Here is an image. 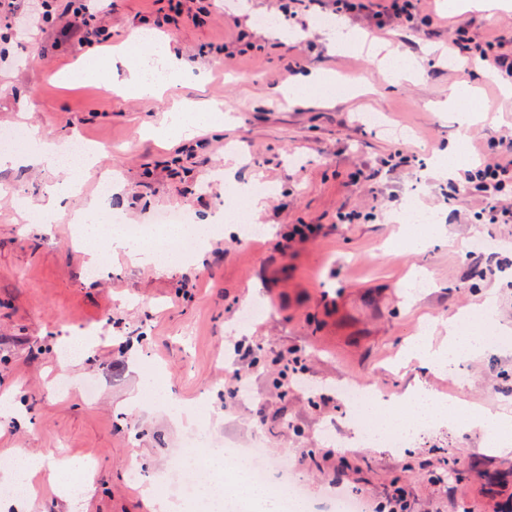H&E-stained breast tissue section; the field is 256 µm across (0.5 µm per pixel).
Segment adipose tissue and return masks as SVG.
<instances>
[{"instance_id": "1", "label": "adipose tissue", "mask_w": 512, "mask_h": 512, "mask_svg": "<svg viewBox=\"0 0 512 512\" xmlns=\"http://www.w3.org/2000/svg\"><path fill=\"white\" fill-rule=\"evenodd\" d=\"M150 69L161 70L163 82L148 80L146 72ZM181 72V63L172 54L168 41L160 38L144 48L142 65L132 68L122 85L137 96L154 95L162 84L176 83ZM218 119L217 112L212 109L175 110L166 114L155 133L160 137L178 135L189 139L196 130L214 126ZM223 217V211L219 210L196 224L170 225L151 241L142 242L129 238L123 225L113 223L111 213L93 204L81 212L78 233L89 249H96L99 236L104 234L112 247L132 251L140 264L172 267L181 262L173 251L179 241L187 237L204 239L207 225L217 223ZM463 320L460 314L449 318L448 342L445 345L436 347L428 337H418L411 347V359L430 369L443 371L453 369L461 361L482 351L484 344L481 337L465 332ZM402 407L410 409V417H399L398 410ZM371 415L380 427L392 426L404 431L412 429L422 419L449 420L465 426L478 425L493 433L492 439L483 447L484 452L499 455L512 452V414L478 410L456 399L438 401L423 386L403 394L379 395ZM228 487L241 500L246 512H281L278 500L272 498L267 489L252 485L243 467L232 469Z\"/></svg>"}]
</instances>
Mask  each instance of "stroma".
Returning a JSON list of instances; mask_svg holds the SVG:
<instances>
[{"mask_svg": "<svg viewBox=\"0 0 512 512\" xmlns=\"http://www.w3.org/2000/svg\"><path fill=\"white\" fill-rule=\"evenodd\" d=\"M440 2L421 0L428 24L383 30L362 16L336 19L327 0H299L289 15L272 0L215 7L203 24L167 31L184 70L160 98L115 90L132 61L106 52L155 19L166 0H112L108 42L93 49L55 42L36 27L20 35L0 25V131L21 125L59 143L77 135L113 147L46 231L29 218L63 171L0 170V394H14L27 410L20 424L0 417V458L63 455L92 465L86 501L67 497L72 477L64 473L53 486L38 479L21 512H149L143 486L129 476L131 460L162 478L200 433L214 448L228 440L262 445L314 501L401 488L410 512H496L512 493V454L481 453L486 435L478 427L437 422L404 448L346 445L356 433L339 392L346 383L385 394L423 385L477 407L512 409V347L450 373L404 362L425 324L437 323L433 341L443 342L442 321L487 292L496 299L497 330L512 335V223H480L482 201L449 194L447 181L424 175L448 143L462 142L468 166L481 161L480 144L512 138V100L502 98L500 81L483 65L458 68L438 58L456 28L489 38L512 30V12L449 18ZM340 21L419 60L417 77L392 81L370 47L328 46L325 34ZM242 33L253 51L242 52ZM86 67L98 78H82ZM312 70L334 74L345 90L288 106L283 91ZM453 86L465 99L477 87L490 119L462 131L434 111ZM215 104L223 121L192 139L162 146L147 132L168 109ZM372 114L385 126L367 123ZM232 165L244 180L274 188L261 215H243L263 226L260 237L213 234L202 260L175 268L142 266L113 251L105 270L90 275L72 221L96 202L104 177L116 175L121 185L108 209L123 223L146 225L162 210L199 220L218 209ZM171 167L176 176H168ZM411 198L442 226L420 248L385 220ZM340 211L359 218L337 223ZM296 224L319 232L289 241ZM479 239L498 247L473 249ZM253 300L265 312L240 329ZM70 329L94 330L99 345L63 363L56 339ZM283 354L304 366L302 384L278 387ZM235 369L247 372L248 395L226 382ZM153 376L162 395L142 390ZM138 394L146 408L129 414L127 401ZM180 407L191 410V421L176 416ZM456 459L463 475L446 479Z\"/></svg>", "mask_w": 512, "mask_h": 512, "instance_id": "1", "label": "stroma"}]
</instances>
